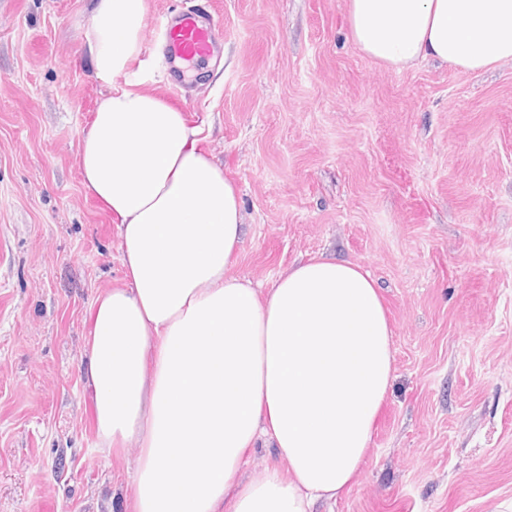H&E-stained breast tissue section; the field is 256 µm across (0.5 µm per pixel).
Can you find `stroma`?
Here are the masks:
<instances>
[{
	"instance_id": "1",
	"label": "stroma",
	"mask_w": 512,
	"mask_h": 512,
	"mask_svg": "<svg viewBox=\"0 0 512 512\" xmlns=\"http://www.w3.org/2000/svg\"><path fill=\"white\" fill-rule=\"evenodd\" d=\"M91 0H0V512H112L126 455L97 450L79 369L88 313L121 286L116 226L82 185L105 85L82 51ZM199 10L218 60L183 109L236 182L232 275L270 287L325 254L381 290L395 373L352 488L329 512H512V60L394 71L347 30V0H149Z\"/></svg>"
}]
</instances>
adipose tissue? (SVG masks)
<instances>
[{"label": "adipose tissue", "instance_id": "adipose-tissue-1", "mask_svg": "<svg viewBox=\"0 0 512 512\" xmlns=\"http://www.w3.org/2000/svg\"><path fill=\"white\" fill-rule=\"evenodd\" d=\"M147 0H92L82 50L107 93L81 138L82 184L118 230L123 286L90 311L81 356L97 448L135 444L128 512H312L346 493L393 379L370 273L313 257L267 292L230 275L234 181L183 110L142 88ZM352 41L400 71L512 60V0H348ZM288 468L242 471L257 443Z\"/></svg>", "mask_w": 512, "mask_h": 512}]
</instances>
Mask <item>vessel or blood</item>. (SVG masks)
Listing matches in <instances>:
<instances>
[{
  "label": "vessel or blood",
  "instance_id": "b4317fda",
  "mask_svg": "<svg viewBox=\"0 0 512 512\" xmlns=\"http://www.w3.org/2000/svg\"><path fill=\"white\" fill-rule=\"evenodd\" d=\"M160 29L166 53L178 58L182 64L181 72L168 84L169 95L179 98L186 94L187 71L200 70L213 58L219 34L213 19L191 10L164 16Z\"/></svg>",
  "mask_w": 512,
  "mask_h": 512
}]
</instances>
